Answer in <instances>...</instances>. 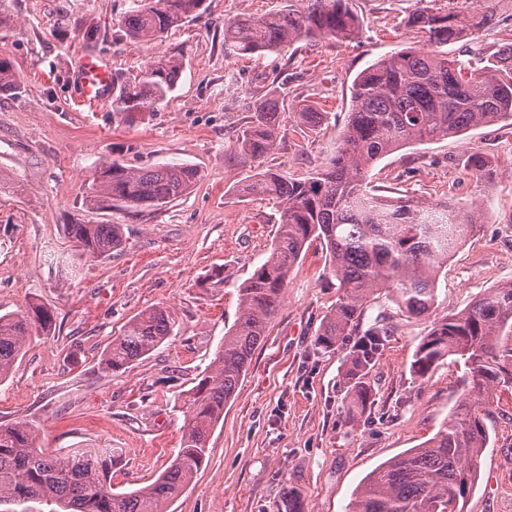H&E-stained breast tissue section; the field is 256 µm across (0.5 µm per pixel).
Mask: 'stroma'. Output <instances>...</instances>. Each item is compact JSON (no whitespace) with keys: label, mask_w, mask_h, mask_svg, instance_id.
<instances>
[{"label":"stroma","mask_w":512,"mask_h":512,"mask_svg":"<svg viewBox=\"0 0 512 512\" xmlns=\"http://www.w3.org/2000/svg\"><path fill=\"white\" fill-rule=\"evenodd\" d=\"M476 0H348L361 22L349 42L302 40L277 53L224 50V23L265 16L288 0H206V13L153 44L127 39L119 25L129 0H12L0 56L18 72L20 92L0 96V314L32 301L49 306L50 334L32 333L12 373L0 381V423L22 421L48 452L115 448L112 485L150 482L180 446L182 400L200 379L239 311L238 284L264 260L278 227L274 202L235 193L268 165L305 178L335 154L350 109V87L390 52L415 47L407 18L422 6L467 15ZM495 20L471 40L449 45L485 59L512 38V0H494ZM98 30L96 53L113 72L131 73L158 53L182 58L174 92L133 124L110 103L78 106V71L88 52L81 30ZM288 100L274 150L264 161L237 147L256 100L278 84ZM310 106L327 113L320 129L297 125ZM491 158L490 175L468 164ZM190 164L200 178L160 209L93 208L94 170ZM388 197L478 208L480 225L449 258L434 308L399 311L390 295L372 310L391 331L371 375L376 401L348 415L345 382L353 337L323 348L315 338L342 294L321 248H309L289 275L277 316L215 428L210 454L171 512H348L356 487L383 462L432 437L463 398V361L450 357L426 377L411 371L434 322L512 282V124L395 151L370 173ZM118 224L126 246L109 257L75 259L66 225ZM222 269L224 282L212 281ZM169 305L175 334L123 372L99 362L114 336L142 310ZM495 441L462 512H512V389L491 406Z\"/></svg>","instance_id":"1"}]
</instances>
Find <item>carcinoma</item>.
Segmentation results:
<instances>
[{"label": "carcinoma", "mask_w": 512, "mask_h": 512, "mask_svg": "<svg viewBox=\"0 0 512 512\" xmlns=\"http://www.w3.org/2000/svg\"><path fill=\"white\" fill-rule=\"evenodd\" d=\"M206 0H131L120 28L131 40L154 42L188 18L205 12ZM304 5L266 17L241 14L224 23V47L240 55L278 52L300 40H347L360 24L348 0H303ZM494 10L479 3L467 16L438 14L427 7L409 17L426 47L395 51L360 72L352 83L351 105L336 154L305 180L267 167L237 186L242 196L275 201L280 215L275 241L265 260L237 288L240 313L224 334L213 360L183 400L181 446L151 483L128 492L112 488L113 448H69L46 454L25 422L0 423V502H43L52 512H169L203 465L215 426L230 402L277 314L288 276L313 244L328 253L342 289L336 309L316 343L330 347L345 336L358 341L348 358L350 412L373 402L368 375L389 338L381 315L366 328L360 322L370 297L382 290L400 311L425 315L436 302V284L448 257L479 224L478 214L453 204L425 205L390 199L369 187V172L383 156L414 141L448 139L472 127L512 120V43L496 52V64L481 69L448 58L442 47L472 38L492 23ZM182 59L155 54L137 74H112V112L132 123L162 104L177 85ZM13 64L0 59V96L18 93ZM286 91L255 102L251 121L238 139L241 154L265 158L275 147ZM295 121L314 129L326 113L305 107ZM200 178L197 168L164 164L128 168L104 161L93 174L89 203L164 207L187 194ZM76 256L107 257L125 248L120 224H69ZM53 315L32 302L21 314L0 315V381L8 377L32 329L48 333ZM176 320L170 307L156 304L131 318L112 338L102 369L118 372L162 345ZM512 283L491 289L470 308L436 323L417 345L411 369L427 377L455 356L468 369L463 377L470 403L418 448L374 469L356 488L349 512H461L479 477L480 458L491 436L483 412L495 390L512 388Z\"/></svg>", "instance_id": "cac0c4a2"}]
</instances>
